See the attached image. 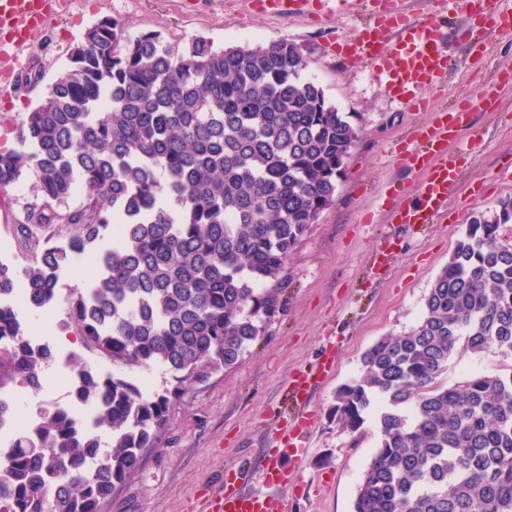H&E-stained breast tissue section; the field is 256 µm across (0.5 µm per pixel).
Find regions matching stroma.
Here are the masks:
<instances>
[{
	"label": "stroma",
	"mask_w": 512,
	"mask_h": 512,
	"mask_svg": "<svg viewBox=\"0 0 512 512\" xmlns=\"http://www.w3.org/2000/svg\"><path fill=\"white\" fill-rule=\"evenodd\" d=\"M413 18L453 31L467 21L471 0H398ZM359 0H317L308 11H255L249 0H70L69 10L52 21L31 46L27 72L35 85L13 83L0 94V149L15 144L14 129L38 103L46 84L68 62L85 31L103 18L122 23L129 36L158 31L185 47L202 38L214 47L297 43L307 61L305 73L344 113H356L360 138L347 160L333 203L309 225L284 269L281 308L264 336L235 367L212 372L183 385L163 432L161 445L147 449L140 468L107 503L104 512H191L195 497L236 470L245 487L272 440L264 425L277 412L289 377L297 370L332 358L334 369L310 398L316 420L300 464L299 491L291 512H352L361 473L378 443L374 419L360 433L341 429L333 413L335 393L361 376L362 356L380 337L408 330L424 308L439 270L447 263L468 224L512 197V86L497 82L512 69V31L490 30L486 52L455 40L443 48L450 59L441 88L429 92L433 107L465 93L475 109L460 138L469 154L460 157L457 188L444 216L434 224H391L389 210L415 201L424 171L406 166L402 152L428 122V112L399 104L393 91L367 61L348 55L364 20ZM35 173L0 189V236L13 239L15 265L31 254L15 241L14 223L35 203ZM390 246L391 266L372 267L377 248ZM95 256L66 268L48 312L30 323L47 328L57 348L83 353L69 328L68 301L86 283L82 270H96ZM494 353L460 352L448 362L441 384L458 385L476 371L507 372ZM63 377L46 371L39 392L16 389L20 409L16 431H24L37 405L65 398Z\"/></svg>",
	"instance_id": "stroma-1"
}]
</instances>
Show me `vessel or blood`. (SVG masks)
I'll return each mask as SVG.
<instances>
[{
    "instance_id": "b4317fda",
    "label": "vessel or blood",
    "mask_w": 512,
    "mask_h": 512,
    "mask_svg": "<svg viewBox=\"0 0 512 512\" xmlns=\"http://www.w3.org/2000/svg\"><path fill=\"white\" fill-rule=\"evenodd\" d=\"M67 0H0V67L9 69L29 50L35 31L44 29L57 17ZM494 0H483L473 19L459 28L456 39L470 48L480 47V31L486 20L512 30V16L493 12ZM367 16L357 32L353 50L367 60L374 72L395 89L400 102L409 107L429 109L424 94L439 84L448 72V56L441 47L438 26L411 21L395 6V0H365ZM431 109V108H430ZM434 111V110H433ZM472 106L461 99L452 109L434 111L416 145L403 151L408 165L424 170L415 203L401 206L390 214L394 224H430L448 207L459 168L448 145L470 124ZM333 367L324 361L288 382L287 399L294 406L290 419L278 421L274 439L294 454L304 451L310 416L305 409L313 392L323 385ZM260 489L244 490L237 477H226L219 488L203 494L199 512H288V502L271 495V488H293L297 473L279 459H266L259 472Z\"/></svg>"
}]
</instances>
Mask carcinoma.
<instances>
[{
	"label": "carcinoma",
	"mask_w": 512,
	"mask_h": 512,
	"mask_svg": "<svg viewBox=\"0 0 512 512\" xmlns=\"http://www.w3.org/2000/svg\"><path fill=\"white\" fill-rule=\"evenodd\" d=\"M306 67L294 42L179 49L103 18L0 150V189L37 175L39 202L16 228L43 244L21 268L0 266V395L38 391L52 363L6 300L16 280L46 311L59 271L88 251L100 271L74 291L70 324L112 366L162 368L172 383L152 390L72 354L71 401L94 406V422L42 410L1 447L0 512H102L157 447L183 383L234 367L263 335L285 262L358 138ZM80 188L85 203L52 207ZM509 223L512 199L476 218L418 321L376 341L336 392L342 429L373 411L379 431L352 512H512V372L437 382L461 350L512 360ZM56 224L72 228L63 244ZM111 229L118 243L101 246Z\"/></svg>",
	"instance_id": "1"
}]
</instances>
